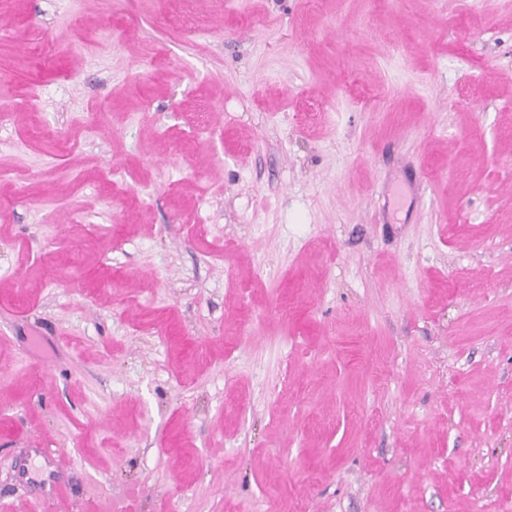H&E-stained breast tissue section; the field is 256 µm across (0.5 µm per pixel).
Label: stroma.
<instances>
[{"instance_id":"1","label":"stroma","mask_w":512,"mask_h":512,"mask_svg":"<svg viewBox=\"0 0 512 512\" xmlns=\"http://www.w3.org/2000/svg\"><path fill=\"white\" fill-rule=\"evenodd\" d=\"M100 499L512 512V0H0V512Z\"/></svg>"}]
</instances>
